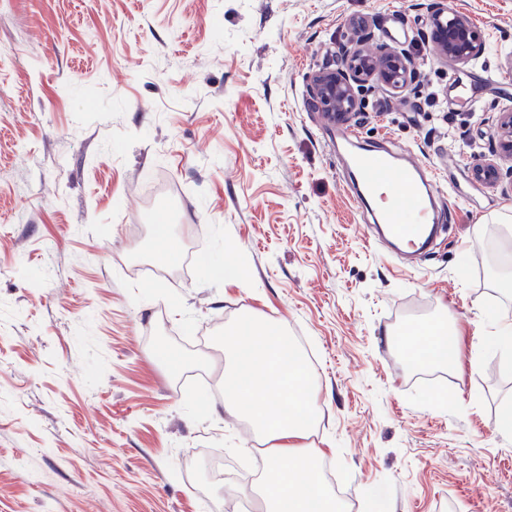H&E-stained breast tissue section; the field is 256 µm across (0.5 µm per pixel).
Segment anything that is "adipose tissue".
Returning a JSON list of instances; mask_svg holds the SVG:
<instances>
[{
    "label": "adipose tissue",
    "instance_id": "1",
    "mask_svg": "<svg viewBox=\"0 0 512 512\" xmlns=\"http://www.w3.org/2000/svg\"><path fill=\"white\" fill-rule=\"evenodd\" d=\"M287 332L246 317L226 330L231 363L224 374V404L276 446L259 483L263 512H337L336 500L315 471V456L289 454L282 442L304 437L316 420L314 379L284 359Z\"/></svg>",
    "mask_w": 512,
    "mask_h": 512
}]
</instances>
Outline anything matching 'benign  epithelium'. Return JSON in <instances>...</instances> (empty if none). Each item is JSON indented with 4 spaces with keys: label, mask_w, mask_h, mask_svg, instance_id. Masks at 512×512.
<instances>
[{
    "label": "benign epithelium",
    "mask_w": 512,
    "mask_h": 512,
    "mask_svg": "<svg viewBox=\"0 0 512 512\" xmlns=\"http://www.w3.org/2000/svg\"><path fill=\"white\" fill-rule=\"evenodd\" d=\"M348 27L355 39L338 46L335 64L315 71L308 84V106L331 120H350L363 111L367 98L379 90L402 93L416 90L420 70L408 49L374 52L373 34L364 16H352ZM430 27L441 56L464 67L485 49L484 35L464 13L438 6L430 15ZM498 145L473 167L476 180L496 184L501 178L500 160L512 158V110L498 113L495 122Z\"/></svg>",
    "instance_id": "1"
}]
</instances>
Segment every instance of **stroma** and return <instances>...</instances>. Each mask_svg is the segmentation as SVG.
Returning a JSON list of instances; mask_svg holds the SVG:
<instances>
[{"label": "stroma", "instance_id": "stroma-1", "mask_svg": "<svg viewBox=\"0 0 512 512\" xmlns=\"http://www.w3.org/2000/svg\"><path fill=\"white\" fill-rule=\"evenodd\" d=\"M426 0H0V512H222L252 425L207 393L224 330L258 315L316 356L323 415L299 445L347 512H512V180L472 168L512 109V0H453L485 33L466 67L418 47L415 94L352 124L447 185L442 230L405 264L349 190L311 74L377 19ZM497 80L475 104L449 76ZM169 243L159 244L155 219ZM176 261H168V253ZM457 331L452 368L413 372L395 338ZM180 358L172 366L161 351Z\"/></svg>", "mask_w": 512, "mask_h": 512}]
</instances>
